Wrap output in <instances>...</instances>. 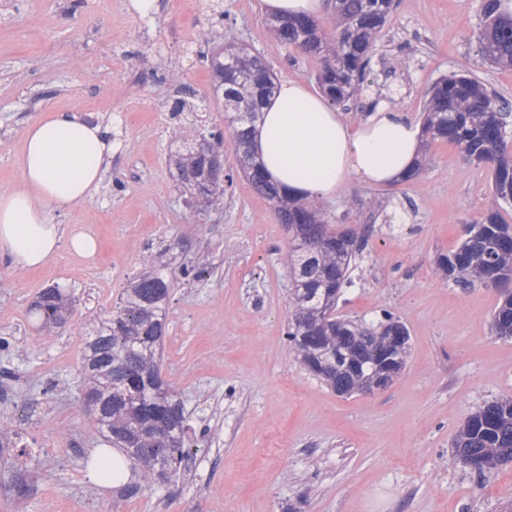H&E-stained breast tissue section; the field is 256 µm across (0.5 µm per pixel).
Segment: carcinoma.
Segmentation results:
<instances>
[{
    "mask_svg": "<svg viewBox=\"0 0 512 512\" xmlns=\"http://www.w3.org/2000/svg\"><path fill=\"white\" fill-rule=\"evenodd\" d=\"M340 29L325 33L312 18L273 23L279 44L320 61L317 83L334 105L345 106L369 80L370 63L393 0H336ZM500 0H483L477 32L479 52L503 69H512V17L498 12ZM214 97L224 102L237 146V165L257 192L270 199L280 223L288 227L287 342L298 363L341 396L366 392L405 368L410 332L392 313L376 322L336 315L343 290L359 258L357 237L338 231L311 201L280 192L251 152L252 136L275 78L256 56L236 48L229 38L211 49ZM427 140L444 139L464 158L492 169L497 207L469 226L454 249L437 258V271L460 288L512 279V225L503 213L512 208V128L502 100L466 73L441 77L424 108ZM173 158L177 181L191 193L195 212L204 215L224 201V133L208 135L185 126ZM206 266L185 265L172 272L163 256H149L144 271L122 289L112 315L86 334L81 373L85 395L96 404L90 414L104 441L124 453L123 465H99L103 478L119 480L124 470L139 481L127 490H149L168 481L194 445L184 401L163 378L161 345L166 336L172 296L185 281L200 280ZM30 313L40 330L51 334L71 315L69 299L57 288L44 289ZM496 335L512 338V293L503 294L492 314ZM459 462L477 459L480 473L512 461V397L479 407L464 423L455 443Z\"/></svg>",
    "mask_w": 512,
    "mask_h": 512,
    "instance_id": "carcinoma-1",
    "label": "carcinoma"
}]
</instances>
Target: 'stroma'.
I'll list each match as a JSON object with an SVG mask.
<instances>
[{"instance_id": "obj_1", "label": "stroma", "mask_w": 512, "mask_h": 512, "mask_svg": "<svg viewBox=\"0 0 512 512\" xmlns=\"http://www.w3.org/2000/svg\"><path fill=\"white\" fill-rule=\"evenodd\" d=\"M481 3L395 0L362 102L417 117L432 84L463 70L512 103V70L478 51ZM219 17L277 79L315 86L319 62L276 46L263 0H159L148 18L115 0H0V187L19 182L22 131L39 113L74 109L119 128L105 189L56 214L97 234L99 258L64 250L25 273L0 258V419L13 425L11 447L0 449V512H512V463L480 475L454 448L472 412L512 396V339L491 325L500 289L464 290L436 271L437 256L493 207L489 168L437 140L416 178L355 184L325 202L333 224L366 237L338 315L388 311L411 336L389 385L336 395L286 342L288 230L238 171L200 56ZM183 85L206 98L205 110L153 127ZM189 123L225 130L224 167L234 172L223 207L204 218L167 163ZM403 199L412 204L404 217ZM164 250L210 268L176 290L161 357L203 437L175 481L129 495L88 477L97 444L78 330L111 314L144 258ZM49 286L70 298L71 321L36 346L29 306Z\"/></svg>"}]
</instances>
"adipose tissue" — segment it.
<instances>
[{"mask_svg": "<svg viewBox=\"0 0 512 512\" xmlns=\"http://www.w3.org/2000/svg\"><path fill=\"white\" fill-rule=\"evenodd\" d=\"M111 122L70 110L32 119L23 132L20 181L0 188V256L20 272L51 263L61 250L89 259L94 235L57 223L53 213L98 194L115 152ZM422 149L420 125L382 105L354 121L324 95L280 82L265 106L254 151L272 181L293 197L331 201L351 183L377 187L407 176Z\"/></svg>", "mask_w": 512, "mask_h": 512, "instance_id": "ef3b65f1", "label": "adipose tissue"}]
</instances>
